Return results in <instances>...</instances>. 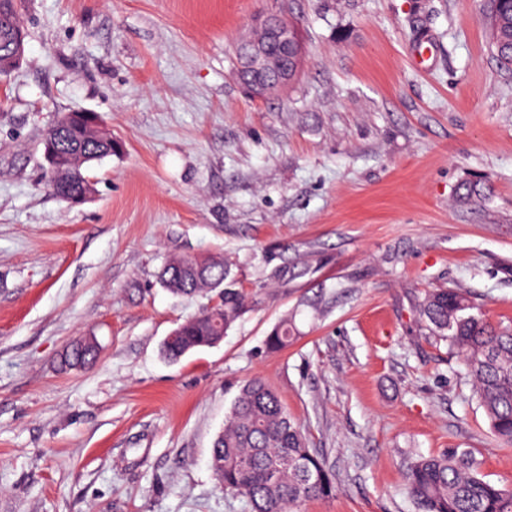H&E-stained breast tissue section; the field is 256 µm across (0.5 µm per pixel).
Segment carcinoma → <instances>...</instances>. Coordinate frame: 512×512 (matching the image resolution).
<instances>
[{
    "mask_svg": "<svg viewBox=\"0 0 512 512\" xmlns=\"http://www.w3.org/2000/svg\"><path fill=\"white\" fill-rule=\"evenodd\" d=\"M481 18L496 56L512 66V0H483ZM15 23H20L15 0H0V37L10 36ZM44 142L53 144L58 160L69 162L71 180L66 185H57L54 174H48L49 186L66 202L88 183L91 163L106 158L103 150L112 148L93 139L86 116L47 132ZM161 279L175 295L209 297L198 313L177 326L176 340L163 344L165 356L173 361L216 345L220 330H229L250 307L248 292L230 276L223 257L172 258ZM419 313L460 356L494 435L512 446V328L491 324L464 293L448 288L427 291ZM292 337V322L284 319L267 336L266 346L279 351ZM97 356L75 341L62 362L66 367L86 366ZM210 464L224 492L245 497L250 512H300L304 502L336 492L330 469L309 448L300 423L258 378L240 387L224 431L213 443ZM405 490L417 512H512V488L486 480L464 451L416 459L405 473Z\"/></svg>",
    "mask_w": 512,
    "mask_h": 512,
    "instance_id": "obj_1",
    "label": "carcinoma"
}]
</instances>
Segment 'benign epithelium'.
Here are the masks:
<instances>
[{"instance_id": "1", "label": "benign epithelium", "mask_w": 512, "mask_h": 512, "mask_svg": "<svg viewBox=\"0 0 512 512\" xmlns=\"http://www.w3.org/2000/svg\"><path fill=\"white\" fill-rule=\"evenodd\" d=\"M23 37L0 42V63L10 65L22 54ZM239 80L256 96L291 84L302 65L303 48L295 27L285 18L262 16L236 45Z\"/></svg>"}]
</instances>
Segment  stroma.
<instances>
[{
  "mask_svg": "<svg viewBox=\"0 0 512 512\" xmlns=\"http://www.w3.org/2000/svg\"><path fill=\"white\" fill-rule=\"evenodd\" d=\"M25 57L0 75V512H249L209 459L261 378L329 466L302 512H416L417 456L466 451L512 486L459 357L420 317L456 288L512 324V70L481 0H20ZM260 15L298 29L296 81L236 75ZM96 113L112 155L88 202L48 186L39 141ZM226 257L252 295L216 346L165 337L204 298L176 256ZM285 318V349L266 347ZM93 338L92 365L59 355Z\"/></svg>",
  "mask_w": 512,
  "mask_h": 512,
  "instance_id": "35a3bbf8",
  "label": "stroma"
}]
</instances>
